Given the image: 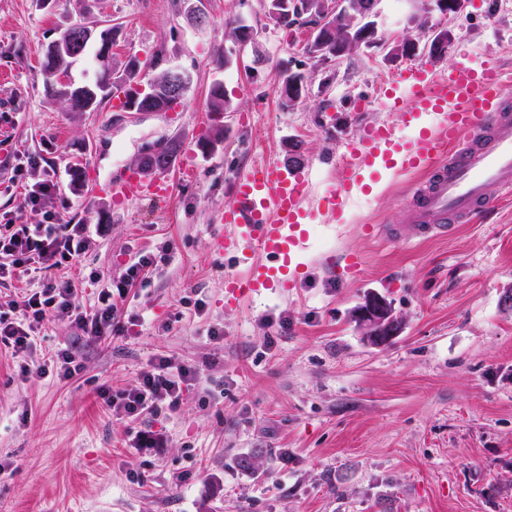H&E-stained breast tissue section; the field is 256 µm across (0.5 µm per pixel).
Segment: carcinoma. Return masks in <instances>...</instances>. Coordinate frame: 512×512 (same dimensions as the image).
I'll list each match as a JSON object with an SVG mask.
<instances>
[{"mask_svg": "<svg viewBox=\"0 0 512 512\" xmlns=\"http://www.w3.org/2000/svg\"><path fill=\"white\" fill-rule=\"evenodd\" d=\"M285 6L281 7L278 22L286 26L294 23V19L305 14L304 0H283ZM80 42L78 49L74 52H60L47 49L44 62L45 73L52 77L59 74L68 75L71 66L76 63L85 53L91 33L81 27ZM114 27H108L100 32V48L97 53V60L100 64L102 75L92 84H75L66 82L60 84L58 93L66 99L68 106L73 112H93L101 103L111 100L114 88L121 84H132L139 86L141 80L138 76L145 70V64L138 59H131L126 64L121 74L110 78L109 58L112 47V32ZM158 92L154 96H142L137 100L138 112H167L180 102L182 98H168L165 95V80L161 79L154 83ZM229 102L224 97L223 86L216 84L211 90L210 109L220 115L227 111Z\"/></svg>", "mask_w": 512, "mask_h": 512, "instance_id": "carcinoma-1", "label": "carcinoma"}]
</instances>
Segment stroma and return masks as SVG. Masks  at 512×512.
I'll return each mask as SVG.
<instances>
[{
  "instance_id": "obj_1",
  "label": "stroma",
  "mask_w": 512,
  "mask_h": 512,
  "mask_svg": "<svg viewBox=\"0 0 512 512\" xmlns=\"http://www.w3.org/2000/svg\"><path fill=\"white\" fill-rule=\"evenodd\" d=\"M239 19L255 34L244 49ZM376 22V44L324 68L305 52L311 24L279 25L263 0H0V218L36 222L16 170L40 155L60 186L54 206L90 229L84 254L51 277L74 282L87 306L92 277L127 284L115 318L129 327L92 340L46 320L24 378L0 349V512H512V197L448 238L408 225L395 243L364 230L397 223L409 202L416 174L388 175L341 222L311 229L315 251L362 258L358 279L317 266L292 293L224 301L233 264L217 250V214L234 177L263 160L288 166L296 151L321 191L341 145L369 123L399 122L374 101L408 65L390 58L392 43L442 27L453 40L424 58L428 69L465 46L512 67V0H468L451 21L430 0H380ZM73 25L113 28L114 71L133 56L153 61L151 79L186 71L184 125L108 102L70 111L43 61ZM285 69L309 87L288 109ZM218 83L230 110L214 121ZM173 141L194 175L167 207L116 210L73 184L85 168L119 178ZM370 292L403 324L382 347L353 317ZM60 350L79 371L40 374ZM159 357L196 368L198 385L165 417L113 415L99 388H134ZM140 429L163 432L165 448H129Z\"/></svg>"
}]
</instances>
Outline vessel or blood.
<instances>
[{"label": "vessel or blood", "instance_id": "vessel-or-blood-1", "mask_svg": "<svg viewBox=\"0 0 512 512\" xmlns=\"http://www.w3.org/2000/svg\"><path fill=\"white\" fill-rule=\"evenodd\" d=\"M511 85L512 71L492 59L476 62L465 50L441 73L414 63L379 99L400 126L378 121L344 144L337 176L322 193H314L309 173L274 162L239 174L234 203L218 217L227 228L218 249L237 266L224 275L225 300L301 287L321 261L309 246L315 218L338 220L382 175L427 172L410 188L402 214L403 223L426 234L450 233L475 213L495 210L489 188L512 193V98L504 93ZM174 191L164 169L149 176L131 169L93 188L119 208L145 200L163 206Z\"/></svg>", "mask_w": 512, "mask_h": 512}]
</instances>
